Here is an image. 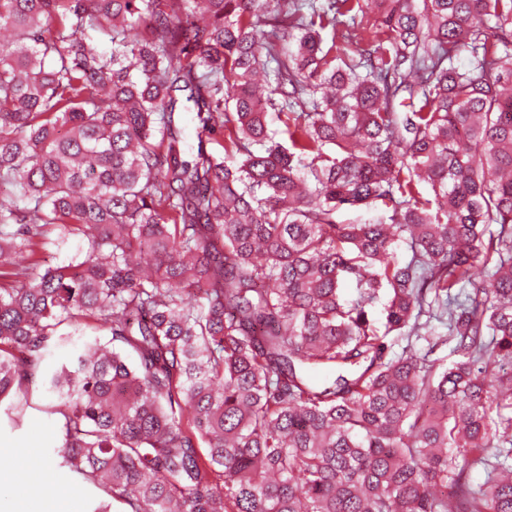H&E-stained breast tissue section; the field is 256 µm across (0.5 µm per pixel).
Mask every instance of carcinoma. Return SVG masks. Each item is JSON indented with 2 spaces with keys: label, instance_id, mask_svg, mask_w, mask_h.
Returning a JSON list of instances; mask_svg holds the SVG:
<instances>
[{
  "label": "carcinoma",
  "instance_id": "cac0c4a2",
  "mask_svg": "<svg viewBox=\"0 0 512 512\" xmlns=\"http://www.w3.org/2000/svg\"><path fill=\"white\" fill-rule=\"evenodd\" d=\"M373 2L0 0V408L122 512H512V0ZM84 250V242L79 238L68 240L65 244L51 245L39 255L48 266H65L71 259Z\"/></svg>",
  "mask_w": 512,
  "mask_h": 512
}]
</instances>
